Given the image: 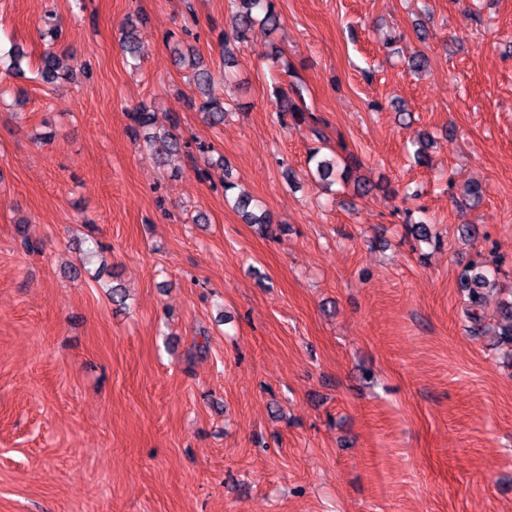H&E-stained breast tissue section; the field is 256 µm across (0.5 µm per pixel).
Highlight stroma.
<instances>
[{
  "label": "stroma",
  "instance_id": "1",
  "mask_svg": "<svg viewBox=\"0 0 512 512\" xmlns=\"http://www.w3.org/2000/svg\"><path fill=\"white\" fill-rule=\"evenodd\" d=\"M272 3L228 69L233 0H0V512H512V351L460 288L512 290V0ZM292 84L315 130L277 111ZM143 102L191 143L173 164L128 133ZM316 147L363 189L311 178ZM192 66L195 69L193 75L194 86L203 96V101L199 103L201 111L205 112L212 123H223L224 121V101L212 94L211 75L206 66L202 65L200 57H195L192 53ZM494 282L495 278L490 269L480 270L473 275L466 273L461 281V288L467 292L468 298L467 305L465 306V315L474 323V326H472L474 330H479L475 326L480 322L476 316V311L484 303L483 289Z\"/></svg>",
  "mask_w": 512,
  "mask_h": 512
}]
</instances>
